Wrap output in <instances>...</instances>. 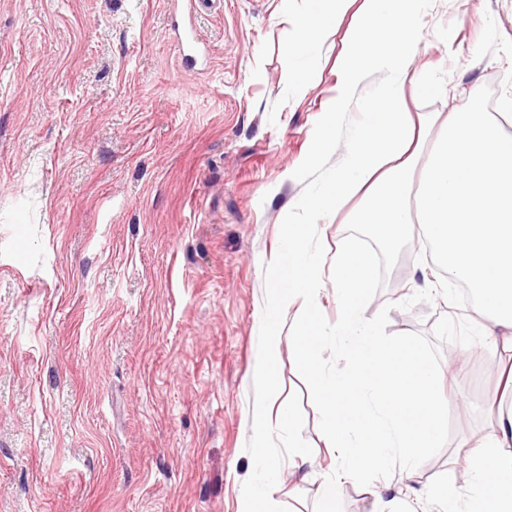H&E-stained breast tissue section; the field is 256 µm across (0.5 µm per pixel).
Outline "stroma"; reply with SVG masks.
<instances>
[{"label": "stroma", "instance_id": "1", "mask_svg": "<svg viewBox=\"0 0 512 512\" xmlns=\"http://www.w3.org/2000/svg\"><path fill=\"white\" fill-rule=\"evenodd\" d=\"M279 0H0V512H241L260 447L281 464L272 512H317L340 468L290 344L267 386L266 272L302 203L342 164L384 85L369 74L307 161L347 34L290 79L292 23ZM408 91L433 118L477 91L512 100V0H426ZM194 27L206 68L181 62ZM351 236L375 277L362 316L448 373L459 394L412 475L339 487L344 512H439L461 478L460 444L490 433L499 357L474 297L450 290L421 229L389 248L360 224H323L326 258ZM293 431L258 444L268 393ZM313 459L291 477L289 438Z\"/></svg>", "mask_w": 512, "mask_h": 512}]
</instances>
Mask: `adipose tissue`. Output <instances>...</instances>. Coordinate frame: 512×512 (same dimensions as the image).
<instances>
[{
    "instance_id": "adipose-tissue-1",
    "label": "adipose tissue",
    "mask_w": 512,
    "mask_h": 512,
    "mask_svg": "<svg viewBox=\"0 0 512 512\" xmlns=\"http://www.w3.org/2000/svg\"><path fill=\"white\" fill-rule=\"evenodd\" d=\"M293 18L301 59L322 46L336 21L356 8L358 22L336 60V85L313 140L321 151L336 135V114L347 112L368 72L390 71L384 90L367 103L368 112L335 177L304 205L302 223L289 225L267 281L266 351L277 364L284 311L296 306L297 334L290 340L313 383L325 416L324 446L341 459L346 473L371 481L384 477L393 458L410 463L432 447L447 427L448 404L439 391L443 376L408 342L382 336L365 321L361 307L374 269L355 240L336 244V293L343 317L336 336L351 367L327 372L320 269L324 256L311 246L320 222L343 215L345 223L367 226L383 243L406 236L420 224L449 277L475 293L495 348L512 354V135L503 124L512 114L480 109L468 100L445 115L437 138L408 110L406 82L421 35L422 0H305ZM357 206H350L352 197ZM503 399L493 435L469 445L466 486L446 482L439 490L441 512H512V369L502 378ZM261 481L249 492L243 512H269L280 466L271 455L259 459Z\"/></svg>"
}]
</instances>
